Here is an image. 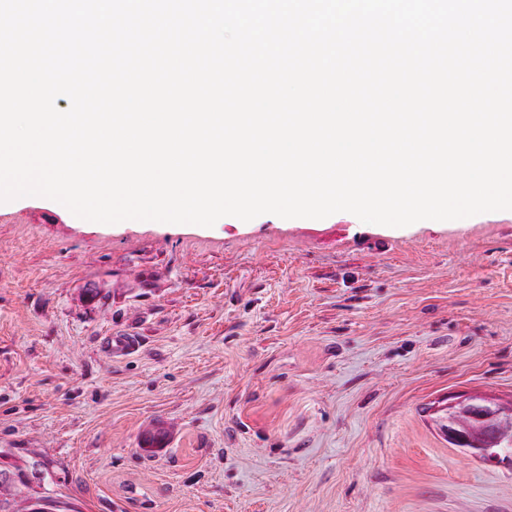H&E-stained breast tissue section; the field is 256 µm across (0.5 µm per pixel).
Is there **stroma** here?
<instances>
[{
	"label": "stroma",
	"instance_id": "obj_1",
	"mask_svg": "<svg viewBox=\"0 0 512 512\" xmlns=\"http://www.w3.org/2000/svg\"><path fill=\"white\" fill-rule=\"evenodd\" d=\"M474 391L512 398V210L204 227L0 202V448L82 512H512V465L428 413Z\"/></svg>",
	"mask_w": 512,
	"mask_h": 512
}]
</instances>
